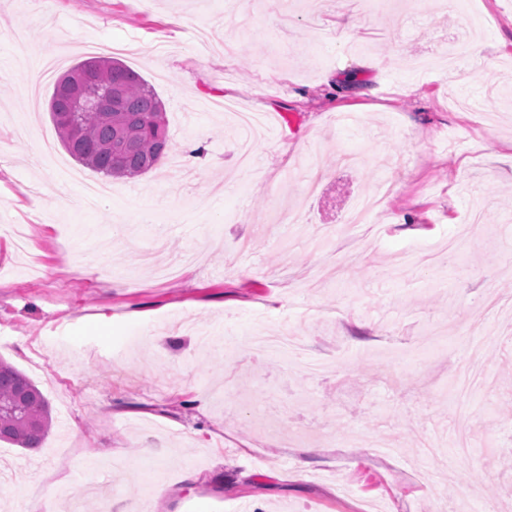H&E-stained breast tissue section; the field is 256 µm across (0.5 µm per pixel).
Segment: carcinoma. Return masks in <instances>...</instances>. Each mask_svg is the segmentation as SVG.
Listing matches in <instances>:
<instances>
[{
  "mask_svg": "<svg viewBox=\"0 0 512 512\" xmlns=\"http://www.w3.org/2000/svg\"><path fill=\"white\" fill-rule=\"evenodd\" d=\"M85 82L112 90V106L84 110ZM49 112L65 150L105 176L135 178L153 170L169 146L166 110L155 89L114 57L93 56L56 83ZM51 428L49 403L20 370L0 360V442L40 447Z\"/></svg>",
  "mask_w": 512,
  "mask_h": 512,
  "instance_id": "cac0c4a2",
  "label": "carcinoma"
}]
</instances>
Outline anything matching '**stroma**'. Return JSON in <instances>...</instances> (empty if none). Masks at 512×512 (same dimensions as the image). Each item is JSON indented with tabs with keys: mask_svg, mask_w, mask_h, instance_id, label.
<instances>
[{
	"mask_svg": "<svg viewBox=\"0 0 512 512\" xmlns=\"http://www.w3.org/2000/svg\"><path fill=\"white\" fill-rule=\"evenodd\" d=\"M421 6L0 0V359L52 415L0 512H512V0ZM99 42L171 144L88 206L32 57ZM228 101L275 116L244 173Z\"/></svg>",
	"mask_w": 512,
	"mask_h": 512,
	"instance_id": "obj_1",
	"label": "stroma"
}]
</instances>
